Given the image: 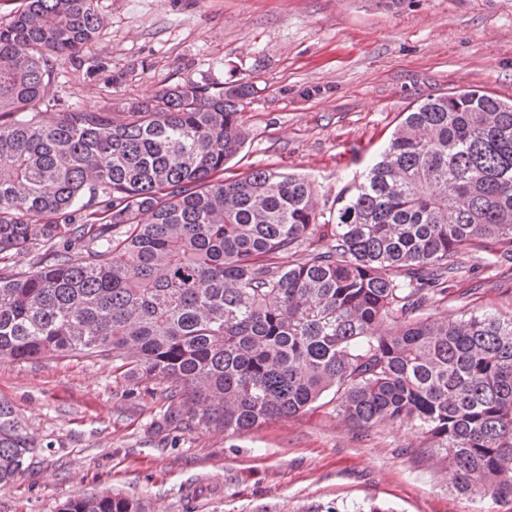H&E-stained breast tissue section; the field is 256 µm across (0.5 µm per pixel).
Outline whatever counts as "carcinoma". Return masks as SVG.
<instances>
[{
  "instance_id": "carcinoma-1",
  "label": "carcinoma",
  "mask_w": 512,
  "mask_h": 512,
  "mask_svg": "<svg viewBox=\"0 0 512 512\" xmlns=\"http://www.w3.org/2000/svg\"><path fill=\"white\" fill-rule=\"evenodd\" d=\"M97 5L22 0L0 17V359L108 357L165 385V423L230 435L332 389L359 428L420 430L458 494L512 496V317L421 314L457 255L512 245V99L428 97L327 214L304 176L224 177L249 83L63 108L57 65L103 66ZM30 253L28 270L8 264ZM34 448L0 402L1 489ZM60 512L144 508L107 494Z\"/></svg>"
}]
</instances>
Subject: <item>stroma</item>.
Segmentation results:
<instances>
[{"label":"stroma","mask_w":512,"mask_h":512,"mask_svg":"<svg viewBox=\"0 0 512 512\" xmlns=\"http://www.w3.org/2000/svg\"><path fill=\"white\" fill-rule=\"evenodd\" d=\"M92 71L64 62L54 89L96 110L175 82H249L246 143L226 176L267 166L308 177L321 209L427 96L512 98V0H99ZM434 317L512 315V247L469 251ZM0 401L37 448L0 490V512H58L101 492L146 512H315L374 501L396 512H482L408 425L364 430L335 403L227 437L160 423V386L111 360H0Z\"/></svg>","instance_id":"stroma-1"}]
</instances>
